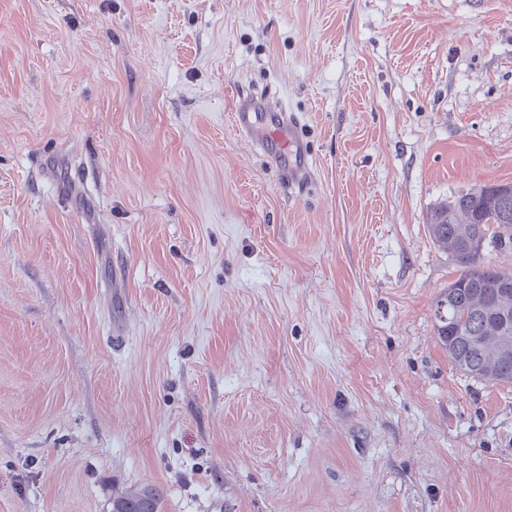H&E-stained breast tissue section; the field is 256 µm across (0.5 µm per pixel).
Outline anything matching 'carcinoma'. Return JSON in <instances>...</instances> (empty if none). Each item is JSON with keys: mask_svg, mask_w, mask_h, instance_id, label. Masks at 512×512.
I'll return each instance as SVG.
<instances>
[{"mask_svg": "<svg viewBox=\"0 0 512 512\" xmlns=\"http://www.w3.org/2000/svg\"><path fill=\"white\" fill-rule=\"evenodd\" d=\"M508 183H486L460 192L430 212L428 224L435 244L458 267V277L434 302L435 331L451 362L480 367L481 379L511 384L505 371L503 343H512V321L498 320L501 304L512 308V273L493 266L487 250H512V193ZM164 492L157 486H139L112 499V508L142 505L161 512Z\"/></svg>", "mask_w": 512, "mask_h": 512, "instance_id": "cac0c4a2", "label": "carcinoma"}]
</instances>
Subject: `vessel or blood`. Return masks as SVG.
Wrapping results in <instances>:
<instances>
[{"label": "vessel or blood", "instance_id": "b4317fda", "mask_svg": "<svg viewBox=\"0 0 512 512\" xmlns=\"http://www.w3.org/2000/svg\"><path fill=\"white\" fill-rule=\"evenodd\" d=\"M257 115L250 105L239 104L233 114L234 125L246 136L255 138L261 153L270 161H277L281 155H289L291 162L281 173V181L285 187L295 188L306 186L312 178L311 164L304 150L299 133V119L284 111L276 112L269 128L259 130L256 125Z\"/></svg>", "mask_w": 512, "mask_h": 512}]
</instances>
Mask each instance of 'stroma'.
Wrapping results in <instances>:
<instances>
[{
  "mask_svg": "<svg viewBox=\"0 0 512 512\" xmlns=\"http://www.w3.org/2000/svg\"><path fill=\"white\" fill-rule=\"evenodd\" d=\"M488 182L512 0H0V512H512V386L434 328ZM274 113L270 127L259 131L256 112H251L250 104L241 103L233 113L234 125L241 134L255 137L257 147L272 163L277 164L278 157L284 153L293 158L288 169L280 173L282 184L288 190L306 186L311 182L312 169L299 133L300 120L281 108ZM163 498L164 492L159 487L139 486L129 490L124 495L113 497L112 512H123L114 511V509L138 504L146 509L144 512H160Z\"/></svg>",
  "mask_w": 512,
  "mask_h": 512,
  "instance_id": "stroma-1",
  "label": "stroma"
}]
</instances>
